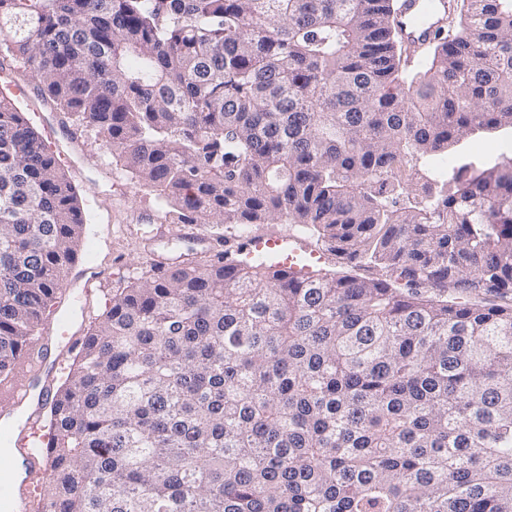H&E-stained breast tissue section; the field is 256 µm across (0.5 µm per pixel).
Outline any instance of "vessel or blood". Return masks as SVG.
Segmentation results:
<instances>
[{"mask_svg": "<svg viewBox=\"0 0 512 512\" xmlns=\"http://www.w3.org/2000/svg\"><path fill=\"white\" fill-rule=\"evenodd\" d=\"M447 0H401L400 29L404 42L418 50L436 41ZM47 335L56 337L61 354L48 358L43 353L22 357L25 375L14 381L7 399L0 403V446L10 449L16 468L0 470V512H32L45 499L47 471L35 443L40 434V401L49 397L50 374L63 362V353L82 343L72 330L69 314H60Z\"/></svg>", "mask_w": 512, "mask_h": 512, "instance_id": "vessel-or-blood-1", "label": "vessel or blood"}]
</instances>
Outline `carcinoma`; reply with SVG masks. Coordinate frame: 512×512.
<instances>
[{"label":"carcinoma","instance_id":"carcinoma-1","mask_svg":"<svg viewBox=\"0 0 512 512\" xmlns=\"http://www.w3.org/2000/svg\"><path fill=\"white\" fill-rule=\"evenodd\" d=\"M173 224H301L352 269L133 279L44 403L53 512H512V0L416 58L399 0H0V68ZM79 195L0 98V377L75 260ZM504 141H509V145L503 146L502 142ZM478 145L486 152L487 161L490 164H494L499 161V157L502 152H507V155L512 157V135L510 134V131L492 134H477L474 139L464 141L460 146L459 151L466 155Z\"/></svg>","mask_w":512,"mask_h":512}]
</instances>
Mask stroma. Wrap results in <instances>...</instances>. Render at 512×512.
<instances>
[{
	"instance_id": "35a3bbf8",
	"label": "stroma",
	"mask_w": 512,
	"mask_h": 512,
	"mask_svg": "<svg viewBox=\"0 0 512 512\" xmlns=\"http://www.w3.org/2000/svg\"><path fill=\"white\" fill-rule=\"evenodd\" d=\"M4 82L23 88L18 102L36 130H43L49 120L58 123V132L49 144L87 215L79 253L67 270L66 281L77 282L90 262L104 282L100 291L82 301L86 314L75 319L80 333H87L105 312L113 294L133 278L151 272L154 265L209 259L208 242L226 236L240 242L249 255L262 253L258 236L265 227L261 224L250 225L244 232L234 225L215 228L198 224L189 237L183 225L166 223L154 196L128 180L111 158L102 155L90 129L75 125L42 101L29 70L18 65L0 71V84Z\"/></svg>"
}]
</instances>
